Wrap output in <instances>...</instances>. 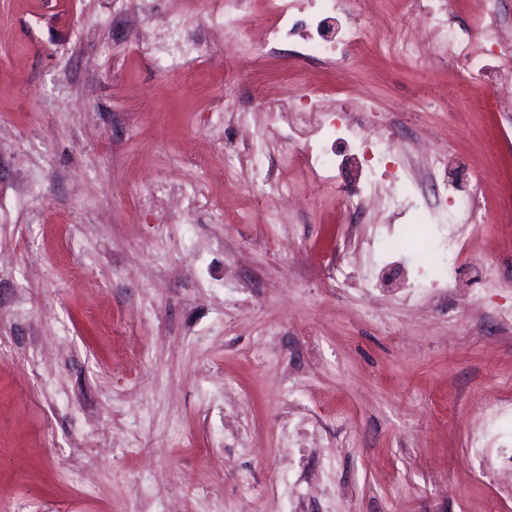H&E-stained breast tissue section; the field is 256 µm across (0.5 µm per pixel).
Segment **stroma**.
<instances>
[{"mask_svg":"<svg viewBox=\"0 0 512 512\" xmlns=\"http://www.w3.org/2000/svg\"><path fill=\"white\" fill-rule=\"evenodd\" d=\"M354 9L338 69L261 50L262 0L224 37L209 0H0V512H512V85L387 52L403 0ZM313 90L367 106L395 181L408 143L468 162L483 223L383 274L407 216L288 162Z\"/></svg>","mask_w":512,"mask_h":512,"instance_id":"obj_1","label":"stroma"}]
</instances>
